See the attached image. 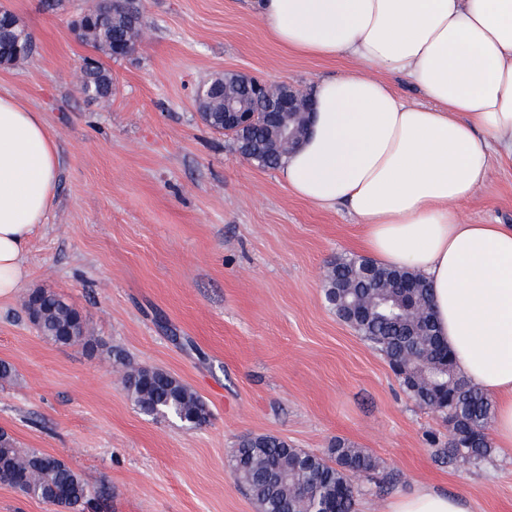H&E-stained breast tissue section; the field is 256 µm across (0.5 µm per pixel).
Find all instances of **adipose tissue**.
Instances as JSON below:
<instances>
[{"instance_id": "obj_1", "label": "adipose tissue", "mask_w": 512, "mask_h": 512, "mask_svg": "<svg viewBox=\"0 0 512 512\" xmlns=\"http://www.w3.org/2000/svg\"><path fill=\"white\" fill-rule=\"evenodd\" d=\"M283 49L397 75L428 103L360 73L315 83L303 145L281 175L297 196L345 207L362 247L429 281L458 370L495 403L512 456V226L463 223L490 162L512 165V0H256ZM58 151L39 113L0 92V298L27 279L31 238L55 196ZM386 512H472L423 484Z\"/></svg>"}]
</instances>
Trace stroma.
<instances>
[{
	"label": "stroma",
	"mask_w": 512,
	"mask_h": 512,
	"mask_svg": "<svg viewBox=\"0 0 512 512\" xmlns=\"http://www.w3.org/2000/svg\"><path fill=\"white\" fill-rule=\"evenodd\" d=\"M95 6L0 0L36 45L0 66V90L39 112L59 148L30 276L0 298V361L12 370L0 379V431L109 490L96 512H255L230 459L257 434L317 454L339 439L369 451L379 466L356 481V512H385L421 484L474 512H512V457L443 460L444 421L328 307L327 265L363 255L362 225L297 197L196 111L195 88L225 71L302 89L356 63L284 51L251 0H143L148 33L110 62L111 98L93 101L74 71L92 53L75 26ZM459 212L512 225V166L493 165ZM37 289L80 311L93 348L41 335L25 309ZM126 361L180 377L209 422L140 414Z\"/></svg>",
	"instance_id": "35a3bbf8"
}]
</instances>
